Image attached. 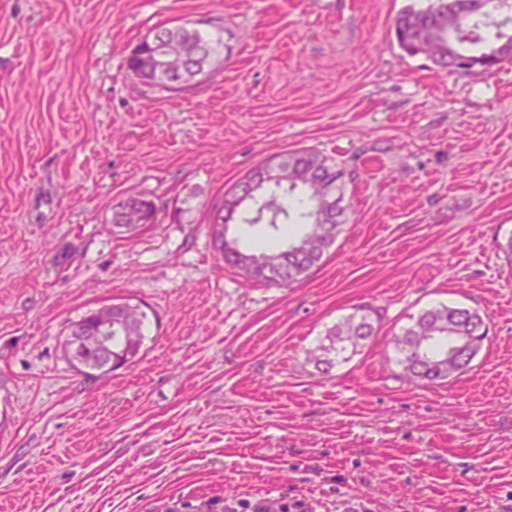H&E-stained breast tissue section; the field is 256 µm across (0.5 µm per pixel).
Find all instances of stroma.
I'll list each match as a JSON object with an SVG mask.
<instances>
[{"label": "stroma", "mask_w": 512, "mask_h": 512, "mask_svg": "<svg viewBox=\"0 0 512 512\" xmlns=\"http://www.w3.org/2000/svg\"><path fill=\"white\" fill-rule=\"evenodd\" d=\"M425 0H0V512H512V65L437 74L393 21ZM231 52L170 93L126 67L157 26ZM356 175L349 222L288 287L225 267L208 224L268 151ZM159 207L135 236L112 207ZM141 305L139 362L62 357L69 324ZM459 302L470 369L398 378L389 340ZM377 335L324 375L327 327ZM149 201V202H147ZM154 203L143 195H129L116 204L112 211V227L122 228L128 234L135 233L144 224H137L143 207ZM382 315L369 305L358 306L352 313L327 328L318 345L306 351L307 359L323 373H329L337 363V356L350 347L352 351L364 347L377 334ZM323 367V368H320Z\"/></svg>", "instance_id": "stroma-1"}]
</instances>
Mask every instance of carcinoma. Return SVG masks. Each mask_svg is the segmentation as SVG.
<instances>
[{
  "mask_svg": "<svg viewBox=\"0 0 512 512\" xmlns=\"http://www.w3.org/2000/svg\"><path fill=\"white\" fill-rule=\"evenodd\" d=\"M481 0H429L423 8L402 10L394 20V34L399 47L410 56L424 54L434 63L437 73L448 75L450 60L471 55L491 54L499 64L512 63V13L502 12L499 20L479 7ZM166 47L179 50L180 63L174 80L178 88L155 76L145 67L144 58L127 57V69L142 84L163 92L178 93L200 84L214 66L224 60V28L208 31L197 26L177 25L155 28ZM287 162L288 171L254 189L243 185L247 193L234 212L217 210L212 223L263 225L277 235L284 224H301L303 233L284 248L254 253L240 248L236 238L224 243V264L239 270L245 261L253 263L248 279L270 285L290 286L303 280L321 261L324 253L346 224L344 201L347 183L353 175L336 163L310 149L278 152ZM337 197L336 207L321 211V194ZM149 205L147 198L129 195L112 211V227L135 233L140 225L138 214ZM121 315L112 321V359L117 367L133 365L144 341L146 312L137 305L120 303ZM382 315L372 306H358L352 313L327 328L318 345L306 351L307 359L328 373L337 356L347 349L357 350L377 334ZM487 317L478 309L440 304L424 310L416 320L394 338L401 375L413 385L441 384L465 372L487 338ZM66 362L89 377L112 373L107 363L91 352L66 353Z\"/></svg>",
  "mask_w": 512,
  "mask_h": 512,
  "instance_id": "obj_1",
  "label": "carcinoma"
}]
</instances>
